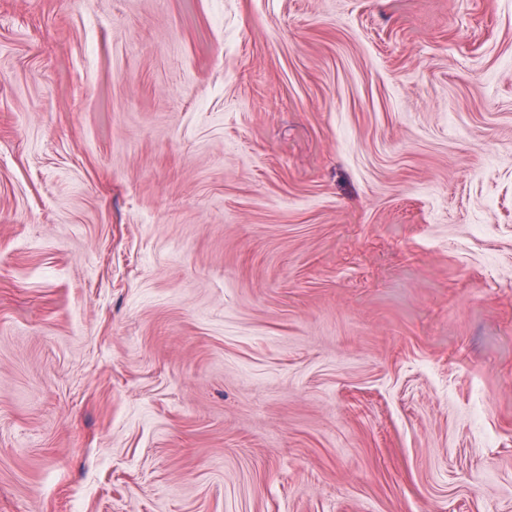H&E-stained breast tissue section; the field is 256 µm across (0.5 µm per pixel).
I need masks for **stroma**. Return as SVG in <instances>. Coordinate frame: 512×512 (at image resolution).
<instances>
[{
    "instance_id": "stroma-1",
    "label": "stroma",
    "mask_w": 512,
    "mask_h": 512,
    "mask_svg": "<svg viewBox=\"0 0 512 512\" xmlns=\"http://www.w3.org/2000/svg\"><path fill=\"white\" fill-rule=\"evenodd\" d=\"M0 512H512V0H0Z\"/></svg>"
}]
</instances>
